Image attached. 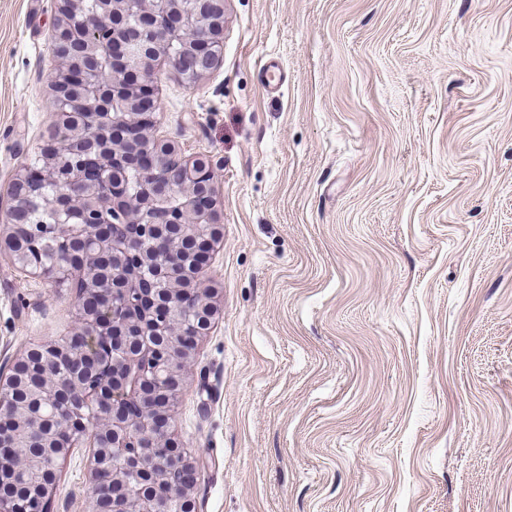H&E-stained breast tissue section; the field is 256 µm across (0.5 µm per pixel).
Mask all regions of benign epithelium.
I'll return each mask as SVG.
<instances>
[{
	"mask_svg": "<svg viewBox=\"0 0 512 512\" xmlns=\"http://www.w3.org/2000/svg\"><path fill=\"white\" fill-rule=\"evenodd\" d=\"M76 30L105 40L111 54L82 68V77L109 84L125 98L126 112L112 113V145L96 165L72 160L64 179L53 176L54 162L70 156L77 132H68L70 73L51 80L48 107L54 111L56 134L41 148L45 168H20L10 184L12 205L0 221V254L28 275L51 284L84 280L60 259L53 266L29 263L18 242V209L29 186L54 181L58 202L46 212L32 235L53 237L66 256L100 220L68 223L83 194L101 201L124 198L129 206L123 223L136 232L105 238L112 256V283L100 289L107 300L100 312L78 302L75 334L90 343V353L77 356L70 339L35 345L0 375V512H47L58 469L73 449L92 433L90 458L92 512H148L158 497L177 502L179 512H197L193 496L196 466L172 429L176 394L193 359L195 338L207 334L218 311L216 296L197 283L207 275V262L223 242V225L214 194L220 164L207 156L186 158L176 141L156 138L159 104L152 84L160 61L168 62L188 84L215 68L224 47V0H112L110 10H88L83 0H57L56 34ZM133 171L139 178L137 197L115 177ZM181 202L157 205L173 188ZM187 313L192 339L173 319ZM39 360L52 381L43 403L66 414L48 418L18 399L25 372ZM62 424L63 442L47 434L48 446L37 454L17 447L18 428ZM41 473L33 484L17 488L16 477Z\"/></svg>",
	"mask_w": 512,
	"mask_h": 512,
	"instance_id": "benign-epithelium-1",
	"label": "benign epithelium"
}]
</instances>
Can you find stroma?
Masks as SVG:
<instances>
[{"label":"stroma","mask_w":512,"mask_h":512,"mask_svg":"<svg viewBox=\"0 0 512 512\" xmlns=\"http://www.w3.org/2000/svg\"><path fill=\"white\" fill-rule=\"evenodd\" d=\"M55 18L0 0V215ZM158 71V135L224 162V305L173 419L197 512H512V0H226L221 65ZM76 313L0 260V369ZM88 453L49 512H89Z\"/></svg>","instance_id":"stroma-1"}]
</instances>
